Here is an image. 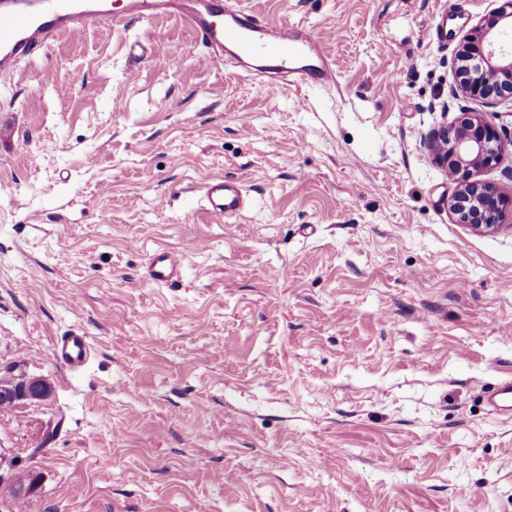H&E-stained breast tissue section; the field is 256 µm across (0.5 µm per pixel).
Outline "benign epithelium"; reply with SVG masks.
Here are the masks:
<instances>
[{"mask_svg": "<svg viewBox=\"0 0 512 512\" xmlns=\"http://www.w3.org/2000/svg\"><path fill=\"white\" fill-rule=\"evenodd\" d=\"M512 28V0H503L496 11L476 25L457 50L451 66L459 77L456 92L464 98L488 105L512 100V46L504 37ZM432 153L446 166L456 191L450 209L461 224L477 230H492L501 223L512 198L502 195L475 173L500 163L501 137L483 116L475 114L460 126H443L429 140ZM50 385L19 375L0 383V401L12 406L40 401L50 395Z\"/></svg>", "mask_w": 512, "mask_h": 512, "instance_id": "benign-epithelium-1", "label": "benign epithelium"}]
</instances>
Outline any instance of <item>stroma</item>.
<instances>
[{"instance_id":"stroma-1","label":"stroma","mask_w":512,"mask_h":512,"mask_svg":"<svg viewBox=\"0 0 512 512\" xmlns=\"http://www.w3.org/2000/svg\"><path fill=\"white\" fill-rule=\"evenodd\" d=\"M241 3L308 26L335 86L202 65L174 17L0 82V375L53 388L0 412V512H512V417L481 399L512 380V211L456 223L427 146L483 113L479 177L512 197V106L450 96L500 0ZM160 247L183 284L143 281ZM72 330L77 373L51 357ZM204 192L208 210L212 215L224 217V223L238 215L246 205V197L240 186L223 178L210 180ZM52 357L69 371L81 370L91 357L89 337L81 330L71 331L53 345Z\"/></svg>"}]
</instances>
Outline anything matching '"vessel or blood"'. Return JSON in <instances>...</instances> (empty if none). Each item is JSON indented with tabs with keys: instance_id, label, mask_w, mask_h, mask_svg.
Instances as JSON below:
<instances>
[{
	"instance_id": "b4317fda",
	"label": "vessel or blood",
	"mask_w": 512,
	"mask_h": 512,
	"mask_svg": "<svg viewBox=\"0 0 512 512\" xmlns=\"http://www.w3.org/2000/svg\"><path fill=\"white\" fill-rule=\"evenodd\" d=\"M174 15L205 47L202 64L221 57L225 47L236 56L274 62L289 82L328 87L335 74L319 40L307 29L257 18L225 6L224 0H0V77L13 75L26 57L42 50L55 37H82L99 25L151 21ZM211 214L224 219L238 215L246 204L240 186L221 178L205 187ZM183 261L176 253L155 250L144 272L158 285L180 283ZM56 363L70 371L81 370L91 357L86 333L75 330L57 340L52 349ZM495 411L512 415V381L498 384L484 395Z\"/></svg>"
}]
</instances>
